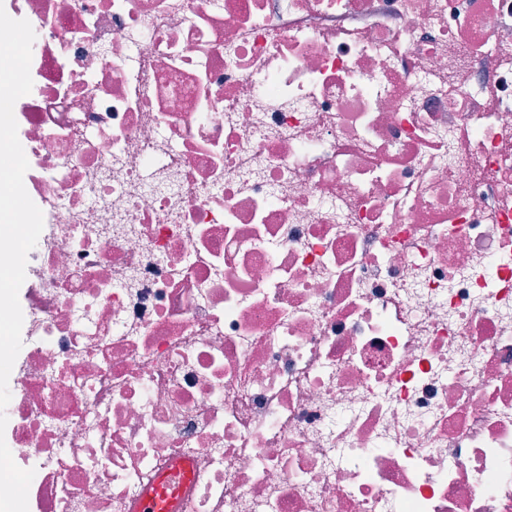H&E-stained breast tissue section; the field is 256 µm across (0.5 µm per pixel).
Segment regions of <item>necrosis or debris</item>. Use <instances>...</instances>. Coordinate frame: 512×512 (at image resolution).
Returning a JSON list of instances; mask_svg holds the SVG:
<instances>
[{
  "mask_svg": "<svg viewBox=\"0 0 512 512\" xmlns=\"http://www.w3.org/2000/svg\"><path fill=\"white\" fill-rule=\"evenodd\" d=\"M0 6L28 512H512V0ZM185 501L174 503L167 502L165 488L156 480L150 485L141 500L139 511L141 512H185Z\"/></svg>",
  "mask_w": 512,
  "mask_h": 512,
  "instance_id": "necrosis-or-debris-1",
  "label": "necrosis or debris"
}]
</instances>
